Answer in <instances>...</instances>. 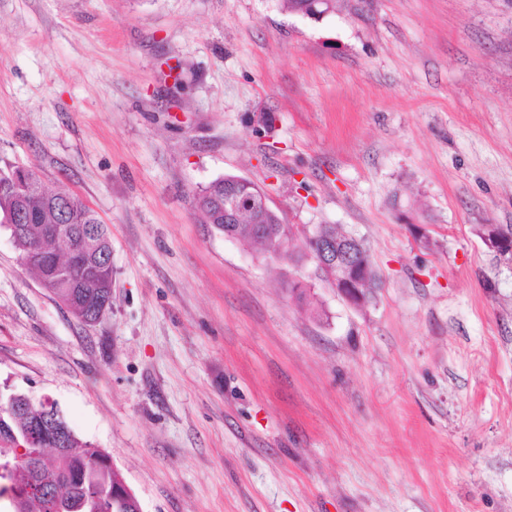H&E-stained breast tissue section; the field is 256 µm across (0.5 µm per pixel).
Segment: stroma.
<instances>
[{"label": "stroma", "mask_w": 512, "mask_h": 512, "mask_svg": "<svg viewBox=\"0 0 512 512\" xmlns=\"http://www.w3.org/2000/svg\"><path fill=\"white\" fill-rule=\"evenodd\" d=\"M6 166L109 225L112 308L80 321L1 228L0 391L142 512H512V0H0ZM228 174L287 257L205 222ZM316 224L367 248L366 306L291 261ZM280 2L283 8L293 13L301 12L305 16L317 17L329 10L332 0H280Z\"/></svg>", "instance_id": "stroma-1"}]
</instances>
